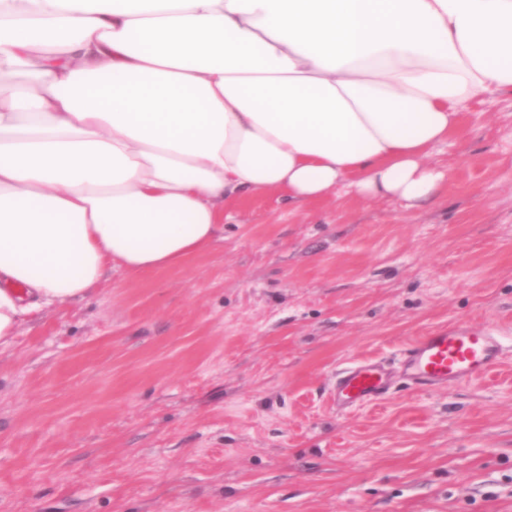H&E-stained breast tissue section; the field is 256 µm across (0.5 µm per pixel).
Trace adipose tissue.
Segmentation results:
<instances>
[{
    "instance_id": "obj_1",
    "label": "adipose tissue",
    "mask_w": 512,
    "mask_h": 512,
    "mask_svg": "<svg viewBox=\"0 0 512 512\" xmlns=\"http://www.w3.org/2000/svg\"><path fill=\"white\" fill-rule=\"evenodd\" d=\"M0 344L107 271L181 267L224 211L415 207L512 95V0H0Z\"/></svg>"
}]
</instances>
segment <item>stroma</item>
<instances>
[{"instance_id": "1", "label": "stroma", "mask_w": 512, "mask_h": 512, "mask_svg": "<svg viewBox=\"0 0 512 512\" xmlns=\"http://www.w3.org/2000/svg\"><path fill=\"white\" fill-rule=\"evenodd\" d=\"M416 208L245 200L182 267L107 273L0 347V512H512V98ZM494 329L486 378L337 410L355 362Z\"/></svg>"}]
</instances>
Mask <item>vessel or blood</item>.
<instances>
[{
    "label": "vessel or blood",
    "mask_w": 512,
    "mask_h": 512,
    "mask_svg": "<svg viewBox=\"0 0 512 512\" xmlns=\"http://www.w3.org/2000/svg\"><path fill=\"white\" fill-rule=\"evenodd\" d=\"M503 347L492 329L472 324L442 325L414 340L402 353L399 370L414 386L437 390L488 376ZM393 374L374 361L347 368L336 382L337 409L370 403L389 393Z\"/></svg>",
    "instance_id": "1"
}]
</instances>
